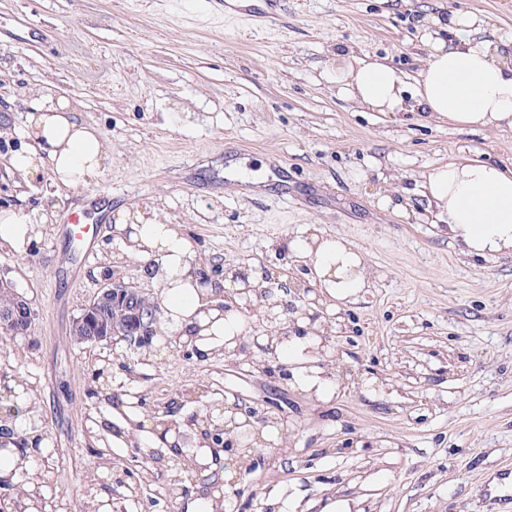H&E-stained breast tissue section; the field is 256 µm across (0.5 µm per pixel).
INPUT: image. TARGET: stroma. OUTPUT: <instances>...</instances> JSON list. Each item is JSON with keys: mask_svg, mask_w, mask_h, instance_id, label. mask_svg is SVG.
Returning <instances> with one entry per match:
<instances>
[{"mask_svg": "<svg viewBox=\"0 0 512 512\" xmlns=\"http://www.w3.org/2000/svg\"><path fill=\"white\" fill-rule=\"evenodd\" d=\"M461 10L512 33V0H288L261 29L207 11L205 0H0V210L48 214L25 252L0 247V273L37 311L28 336L0 341V372L27 388L19 435L55 512H187L224 482L223 512H502L512 491V252L463 253L414 189L460 151L512 165V129L460 128L401 112H363L320 77L338 47L387 59L403 79L425 55L430 15ZM65 98L102 131L112 162L87 186L53 190L50 171L10 160L41 93ZM244 161L259 185L225 171ZM287 164L288 203L272 167ZM390 197L389 209L379 205ZM155 209L191 241L207 275L239 264L273 282L314 286L284 248L304 228L350 240L371 286L325 312L324 358L338 384L323 401L282 378L255 342L269 325L247 313L250 341L227 357L87 347L72 320L112 279L162 298L159 270L127 255L118 209ZM93 233L83 255L71 212ZM135 386H125L129 370ZM239 402L280 423L250 473L196 472L171 492L174 454L152 432L166 406L183 457L199 437L187 420Z\"/></svg>", "mask_w": 512, "mask_h": 512, "instance_id": "35a3bbf8", "label": "stroma"}]
</instances>
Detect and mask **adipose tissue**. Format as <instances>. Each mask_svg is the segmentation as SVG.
Wrapping results in <instances>:
<instances>
[{
    "label": "adipose tissue",
    "mask_w": 512,
    "mask_h": 512,
    "mask_svg": "<svg viewBox=\"0 0 512 512\" xmlns=\"http://www.w3.org/2000/svg\"><path fill=\"white\" fill-rule=\"evenodd\" d=\"M430 23L423 35L429 54L413 82L404 81L379 58L350 48L337 51L335 64L323 69L322 80L365 112L410 108L460 127L512 128V59L503 51L512 45V36L501 45L479 38L482 18L458 10L446 19L432 17ZM21 133L33 147L14 157L13 168L27 175L49 167L59 186L97 179L110 160L106 136L77 121L62 98L42 96ZM418 192L464 252L487 258L512 250V165L460 156L432 167ZM115 224L124 235L127 254L152 257L163 266L166 331L184 341L198 337L203 352L222 345L236 348L246 330L240 312L247 298L245 284L225 277L230 297L225 308H218L212 290L196 285V254L178 225L146 210L118 212ZM39 233V223L29 214L0 210V244L20 251ZM288 248L297 260L313 265L329 307L350 302L369 286L364 260L345 238L304 231ZM317 351L318 340L312 335L293 336L273 348L274 356L293 363V385L329 399L335 388L316 364Z\"/></svg>",
    "instance_id": "ef3b65f1"
}]
</instances>
